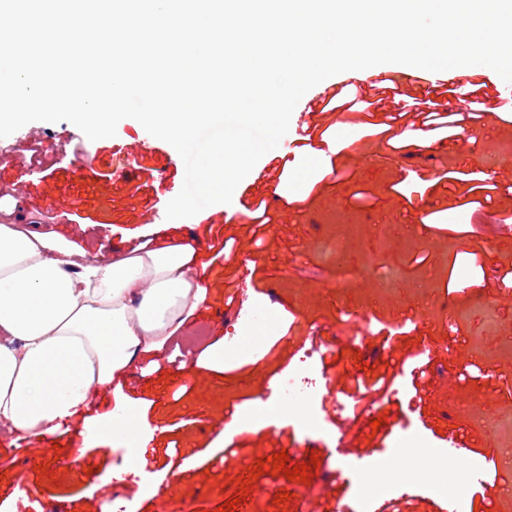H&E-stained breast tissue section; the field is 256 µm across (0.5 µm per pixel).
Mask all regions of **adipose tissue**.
<instances>
[{
	"instance_id": "obj_1",
	"label": "adipose tissue",
	"mask_w": 512,
	"mask_h": 512,
	"mask_svg": "<svg viewBox=\"0 0 512 512\" xmlns=\"http://www.w3.org/2000/svg\"><path fill=\"white\" fill-rule=\"evenodd\" d=\"M195 257L180 239L93 256L57 231L0 224V430L40 440L78 425L140 464L134 406L89 410L200 304Z\"/></svg>"
}]
</instances>
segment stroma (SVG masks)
I'll return each instance as SVG.
<instances>
[{
	"label": "stroma",
	"instance_id": "1",
	"mask_svg": "<svg viewBox=\"0 0 512 512\" xmlns=\"http://www.w3.org/2000/svg\"><path fill=\"white\" fill-rule=\"evenodd\" d=\"M480 80L478 94L495 112L468 122V145L452 136L430 150L408 146L422 119L413 111L398 116L388 97L366 112L292 114L289 150L267 152L236 188L242 201H266L270 221L261 227L234 216L231 203L172 226L166 205L182 188L184 163L132 119L95 147L67 121L29 129L31 149L0 140V196L13 194L14 221L64 234L85 224L81 245L105 256L172 237L192 241L202 263L213 244H226L219 271L202 279L204 299L182 334L155 358L135 363L91 409L97 416L134 403L153 431L146 466L120 485L136 512H216L237 499L256 460L284 451L293 466L331 449L345 471L329 498L305 499V483L265 473L236 512H347L358 489L377 481L375 461L412 433L441 450L464 440L471 449L459 463L464 470L490 457L487 507L512 512V302L497 297V270L512 264V188L499 185L478 209L452 207L443 190L419 192L421 178L446 169L482 176L512 169V115L494 96L500 78L487 71ZM386 120L389 132L378 133L377 123ZM323 138L336 142L332 159L311 156L310 143ZM391 138L405 142L401 154L390 150ZM131 151L138 172L126 181L117 163ZM468 225L471 235H456ZM374 266L384 287L361 288L342 276L346 268ZM452 267L468 270L466 285H449ZM242 288L273 315L253 339L215 359L237 318L227 298ZM350 312L372 314L373 338L347 339L342 319ZM304 345L317 348L320 373L339 391L355 392L370 365L386 373L392 394L362 409L345 432L327 394L316 401L325 433L302 430L284 414L265 419L258 403ZM450 374L457 380L451 390L444 384ZM179 388L184 395L177 400ZM380 416L384 424L372 429ZM204 448L232 454L203 468ZM79 455L85 466L75 465ZM121 461L106 443L85 441L77 426L35 443L0 435V512H99L100 478ZM271 484L291 499L276 505ZM403 491L401 500L372 496L368 512L392 505L440 512L446 505L415 476Z\"/></svg>",
	"mask_w": 512,
	"mask_h": 512
}]
</instances>
